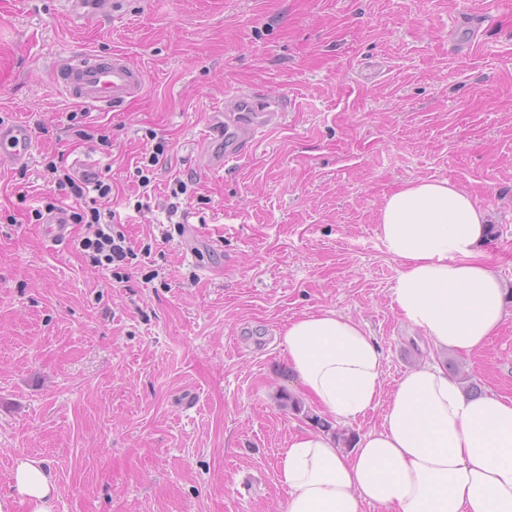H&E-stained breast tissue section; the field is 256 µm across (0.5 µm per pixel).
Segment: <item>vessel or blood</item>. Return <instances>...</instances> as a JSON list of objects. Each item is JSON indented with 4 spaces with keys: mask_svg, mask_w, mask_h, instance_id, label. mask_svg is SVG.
<instances>
[{
    "mask_svg": "<svg viewBox=\"0 0 512 512\" xmlns=\"http://www.w3.org/2000/svg\"><path fill=\"white\" fill-rule=\"evenodd\" d=\"M67 17L93 23L104 13L115 14L122 0H59ZM57 86L72 102L100 110H119L138 98L146 85V72L121 51L108 55L86 54L56 58L52 63ZM284 109L283 102L269 100L257 93L239 92L230 101L232 120H224L222 111H215L202 144L207 165L223 168L225 161L244 155L258 141L261 127ZM36 148L29 126L0 125V162L23 165L29 163Z\"/></svg>",
    "mask_w": 512,
    "mask_h": 512,
    "instance_id": "1",
    "label": "vessel or blood"
}]
</instances>
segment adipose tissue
I'll list each match as a JSON object with an SVG mask.
<instances>
[{
	"label": "adipose tissue",
	"instance_id": "ef3b65f1",
	"mask_svg": "<svg viewBox=\"0 0 512 512\" xmlns=\"http://www.w3.org/2000/svg\"><path fill=\"white\" fill-rule=\"evenodd\" d=\"M379 238L401 271L391 305L436 349H483L507 317L506 288L481 245L484 210L449 181L415 180L388 195ZM290 372L311 400L349 422L384 406L380 428L342 451L304 430L284 448L283 512H512V400L473 397L439 364L406 373L391 393L382 353L359 322L327 309L290 320L282 336ZM0 512H56L49 462L19 460Z\"/></svg>",
	"mask_w": 512,
	"mask_h": 512
}]
</instances>
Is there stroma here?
Returning <instances> with one entry per match:
<instances>
[{"label":"stroma","instance_id":"obj_1","mask_svg":"<svg viewBox=\"0 0 512 512\" xmlns=\"http://www.w3.org/2000/svg\"><path fill=\"white\" fill-rule=\"evenodd\" d=\"M115 50L145 90L90 110L110 145L77 141L50 62ZM242 90L287 116L208 170L211 109ZM0 122L37 141L29 165L0 163V496L34 456L57 512H281L292 434L354 440L384 414L343 423L305 396L277 341L304 313L362 323L384 391L435 360L512 399V315L477 352L431 350L391 306L400 265L377 235L387 195L449 181L495 227L483 251L512 311V0H125L87 27L56 0H0ZM159 145L168 162L142 188ZM49 159L111 181L135 265L86 261L84 225L54 244L7 222L40 202ZM181 181L188 217L169 224Z\"/></svg>","mask_w":512,"mask_h":512}]
</instances>
